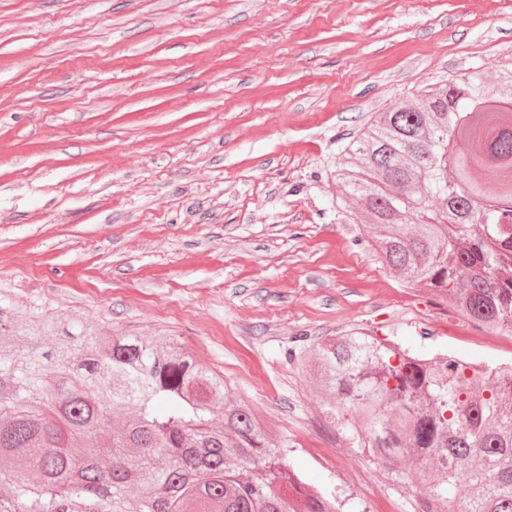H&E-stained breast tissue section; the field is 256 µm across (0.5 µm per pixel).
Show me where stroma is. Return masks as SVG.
<instances>
[{
  "label": "stroma",
  "mask_w": 512,
  "mask_h": 512,
  "mask_svg": "<svg viewBox=\"0 0 512 512\" xmlns=\"http://www.w3.org/2000/svg\"><path fill=\"white\" fill-rule=\"evenodd\" d=\"M512 65V0H0V302L167 336L358 512L428 483L287 360L359 332L491 368L512 335L386 268L333 173L421 86Z\"/></svg>",
  "instance_id": "obj_1"
}]
</instances>
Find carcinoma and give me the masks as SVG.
I'll return each instance as SVG.
<instances>
[{
	"label": "carcinoma",
	"instance_id": "1",
	"mask_svg": "<svg viewBox=\"0 0 512 512\" xmlns=\"http://www.w3.org/2000/svg\"><path fill=\"white\" fill-rule=\"evenodd\" d=\"M496 86L512 99V67ZM488 95L469 74L419 90L346 146L336 180L372 218L389 267L512 332V108L481 105ZM0 340V483L11 490L0 512H340L172 339L101 340L0 305ZM288 360L358 419L383 464L428 476L423 512H512V367L469 378L456 357L372 336L291 348ZM461 482L470 492L457 503L448 492Z\"/></svg>",
	"mask_w": 512,
	"mask_h": 512
}]
</instances>
